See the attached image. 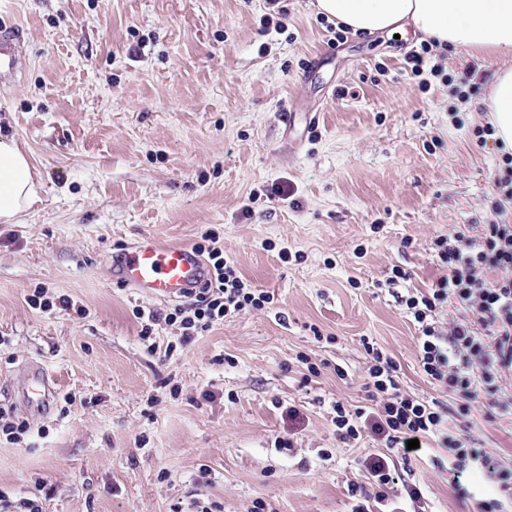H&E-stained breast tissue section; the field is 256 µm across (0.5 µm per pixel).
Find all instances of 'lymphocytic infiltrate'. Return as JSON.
<instances>
[{
    "label": "lymphocytic infiltrate",
    "instance_id": "lymphocytic-infiltrate-1",
    "mask_svg": "<svg viewBox=\"0 0 512 512\" xmlns=\"http://www.w3.org/2000/svg\"><path fill=\"white\" fill-rule=\"evenodd\" d=\"M492 191L489 224L476 237L463 227L438 232L430 249L442 274L427 291L409 293L405 300V313L418 326L417 358L433 389L430 398L403 392L399 364L368 343L369 406L351 410L339 401L332 406L341 443L368 431L386 448L364 461L368 485H349L351 512H377L382 506L403 512L391 495L400 479L392 462L409 456L407 443L413 439L442 449L433 464L454 488L474 475L494 484V495L479 502L478 512H512V462L484 448L467 423L475 414L489 421L512 417V224L503 220L512 203L511 153L503 154ZM195 249L210 268L201 288L164 315L141 305L133 309L142 339L151 338L155 324L179 326V336L166 347L170 354L224 319L273 301L269 291L237 276L218 237L204 235Z\"/></svg>",
    "mask_w": 512,
    "mask_h": 512
}]
</instances>
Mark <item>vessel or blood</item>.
<instances>
[{
    "mask_svg": "<svg viewBox=\"0 0 512 512\" xmlns=\"http://www.w3.org/2000/svg\"><path fill=\"white\" fill-rule=\"evenodd\" d=\"M23 36L21 26L0 29V83L11 78L25 65L19 53ZM209 268L202 256L187 246H165L151 235L125 250L112 265V276L123 285L135 288L141 295L176 301L208 277ZM54 388L39 367L28 373V398L37 406L49 407Z\"/></svg>",
    "mask_w": 512,
    "mask_h": 512,
    "instance_id": "obj_1",
    "label": "vessel or blood"
}]
</instances>
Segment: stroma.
<instances>
[{
  "label": "stroma",
  "mask_w": 512,
  "mask_h": 512,
  "mask_svg": "<svg viewBox=\"0 0 512 512\" xmlns=\"http://www.w3.org/2000/svg\"><path fill=\"white\" fill-rule=\"evenodd\" d=\"M4 24L24 28L26 67L0 86V137L30 154L43 202L0 223V407L30 425L0 437V494L42 512H350L383 445L337 440L332 404L367 405L365 338L403 391L433 393L403 299L440 275L437 230L489 221L503 150L471 135L485 77L458 102L407 73L412 35L335 41L316 0H0ZM207 231L274 300L170 357L179 329L159 324L148 350L134 305H171L116 283L112 259ZM38 288L70 308H33ZM302 354L322 365L309 383ZM33 365L44 410L22 392ZM433 457L397 469L435 512H476L490 484L455 491ZM28 398L42 409L49 407L54 396V388L45 373L37 366L30 368L28 373Z\"/></svg>",
  "instance_id": "stroma-1"
}]
</instances>
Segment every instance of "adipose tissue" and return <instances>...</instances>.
Here are the masks:
<instances>
[{"mask_svg":"<svg viewBox=\"0 0 512 512\" xmlns=\"http://www.w3.org/2000/svg\"><path fill=\"white\" fill-rule=\"evenodd\" d=\"M319 12L356 33L412 32L418 40L452 45L474 58L504 57L488 81L484 104L494 137L512 150V0H317ZM42 198L35 168L15 140L0 138V223H17Z\"/></svg>","mask_w":512,"mask_h":512,"instance_id":"1","label":"adipose tissue"}]
</instances>
